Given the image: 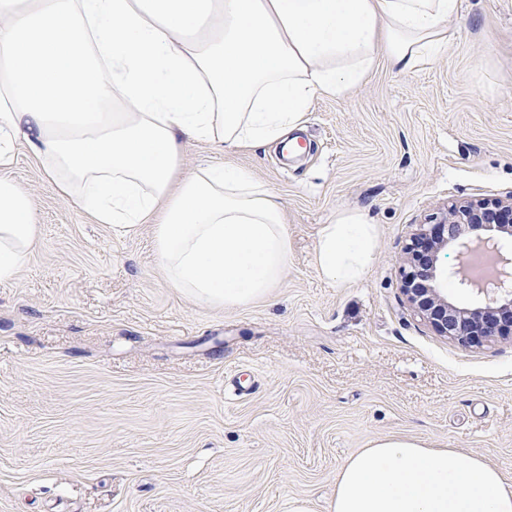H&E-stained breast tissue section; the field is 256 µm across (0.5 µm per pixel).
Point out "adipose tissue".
Segmentation results:
<instances>
[{"label": "adipose tissue", "instance_id": "ef3b65f1", "mask_svg": "<svg viewBox=\"0 0 512 512\" xmlns=\"http://www.w3.org/2000/svg\"><path fill=\"white\" fill-rule=\"evenodd\" d=\"M459 0H0V282L42 239L11 174L27 150L97 223L150 227L165 281L214 309L267 298L288 264L280 197L240 169H177L185 141L227 154L300 129L378 63L411 74L448 45ZM377 227L344 212L315 264L347 287ZM328 512H512V479L476 456L378 436L341 467Z\"/></svg>", "mask_w": 512, "mask_h": 512}]
</instances>
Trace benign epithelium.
Listing matches in <instances>:
<instances>
[{
  "mask_svg": "<svg viewBox=\"0 0 512 512\" xmlns=\"http://www.w3.org/2000/svg\"><path fill=\"white\" fill-rule=\"evenodd\" d=\"M512 238V197L456 201L448 205L434 223L419 229L404 248L400 288L408 302L439 336L463 347L477 346L496 336L512 337V258L489 243ZM484 247L498 268L496 278L477 283L463 272L454 271L458 283L487 296L476 307L457 304L448 298V270L440 265V253L456 248L467 264L479 247Z\"/></svg>",
  "mask_w": 512,
  "mask_h": 512,
  "instance_id": "obj_1",
  "label": "benign epithelium"
}]
</instances>
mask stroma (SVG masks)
I'll use <instances>...</instances> for the list:
<instances>
[{
	"label": "stroma",
	"instance_id": "obj_1",
	"mask_svg": "<svg viewBox=\"0 0 512 512\" xmlns=\"http://www.w3.org/2000/svg\"><path fill=\"white\" fill-rule=\"evenodd\" d=\"M449 27L419 72L315 100L298 156L185 144L181 172L232 164L284 202L288 265L246 307L170 288L148 225L95 223L19 154L43 236L0 283V512H327L346 458L390 434L512 478V338L460 347L400 288L428 216L512 196V0H460ZM346 211L378 238L340 288L314 258Z\"/></svg>",
	"mask_w": 512,
	"mask_h": 512
}]
</instances>
